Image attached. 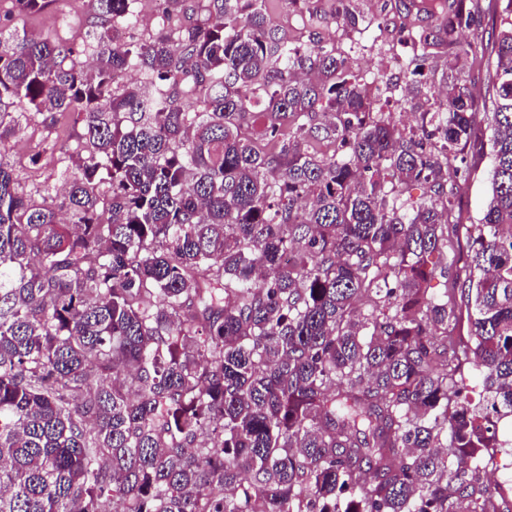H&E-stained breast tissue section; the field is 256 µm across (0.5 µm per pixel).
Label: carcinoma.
<instances>
[{
  "label": "carcinoma",
  "mask_w": 512,
  "mask_h": 512,
  "mask_svg": "<svg viewBox=\"0 0 512 512\" xmlns=\"http://www.w3.org/2000/svg\"><path fill=\"white\" fill-rule=\"evenodd\" d=\"M202 1L175 49L126 40L134 0H91V73L0 21V512H512L485 481L512 417V0L453 60L466 0H385L382 44L417 48L387 87L410 128L264 0L164 16ZM363 2L334 0L336 27ZM480 111L491 193L463 224ZM60 113L82 150L28 193L12 141Z\"/></svg>",
  "instance_id": "cac0c4a2"
}]
</instances>
